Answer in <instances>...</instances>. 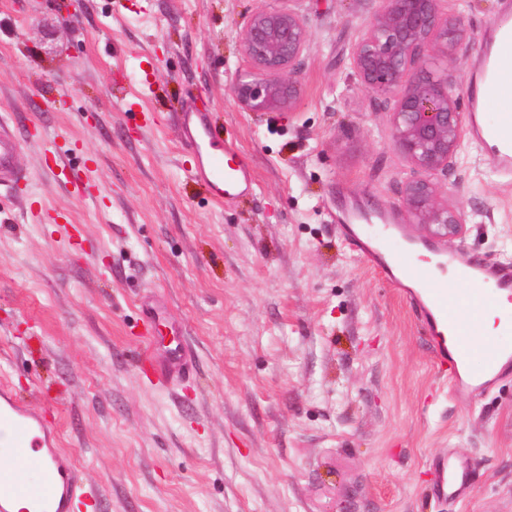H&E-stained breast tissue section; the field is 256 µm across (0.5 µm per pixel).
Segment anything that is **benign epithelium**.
Returning <instances> with one entry per match:
<instances>
[{
    "label": "benign epithelium",
    "mask_w": 512,
    "mask_h": 512,
    "mask_svg": "<svg viewBox=\"0 0 512 512\" xmlns=\"http://www.w3.org/2000/svg\"><path fill=\"white\" fill-rule=\"evenodd\" d=\"M443 0H382V10L351 52L362 87L391 103L393 138L412 166L423 173L448 174L460 147L465 116L448 75L426 67L434 50L463 48L464 29L441 9ZM307 42V26L294 10L256 13L241 34L243 51L256 69L240 77L231 96L251 112L293 109L301 90L296 66ZM404 204L438 236L460 234L463 220L438 203L426 179L406 184Z\"/></svg>",
    "instance_id": "7a95c632"
}]
</instances>
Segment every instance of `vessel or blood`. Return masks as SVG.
Listing matches in <instances>:
<instances>
[{
    "mask_svg": "<svg viewBox=\"0 0 512 512\" xmlns=\"http://www.w3.org/2000/svg\"><path fill=\"white\" fill-rule=\"evenodd\" d=\"M509 43L512 11L505 9L488 25L479 49L480 74L467 86L469 131L506 173L512 172V57L502 56L500 48ZM178 133L193 159L194 181L212 200L252 191L247 158L212 137L209 108L194 100L187 103L178 114ZM26 139L34 143L38 136H23L0 117V188L13 190L22 181L17 158ZM67 142L62 134L42 150L44 167L69 172L73 189L90 191L96 186L93 175L70 167ZM340 230L352 251L401 290L435 351L450 395L481 398L512 372L511 260L490 265L435 241L414 239L388 215L375 224H344ZM486 310L497 311L498 330L482 339L477 319ZM139 325L142 374L162 385L189 378L193 356L183 340L182 321L168 316L163 302L145 301ZM0 458L13 462L0 470V512H100L104 494L80 481L71 454L58 445L51 409L21 401L6 380L0 382ZM429 467L433 498L455 504L473 494L472 458L451 450L433 457Z\"/></svg>",
    "mask_w": 512,
    "mask_h": 512,
    "instance_id": "1",
    "label": "vessel or blood"
}]
</instances>
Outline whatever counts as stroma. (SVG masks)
<instances>
[{"instance_id":"obj_1","label":"stroma","mask_w":512,"mask_h":512,"mask_svg":"<svg viewBox=\"0 0 512 512\" xmlns=\"http://www.w3.org/2000/svg\"><path fill=\"white\" fill-rule=\"evenodd\" d=\"M505 0H444L467 46L438 55L463 91ZM379 0H0V117L73 137L103 196L76 195L24 145L28 180L0 191V370L59 417V445L112 512H512V377L453 398L412 311L348 248L345 213H390L416 177L389 106L353 74ZM290 8L308 40L299 106L247 112L230 90L251 69L240 35ZM213 103L214 130L246 154L252 193L215 204L182 157L175 113ZM158 124L142 131L145 112ZM460 212L466 249L512 259V178L464 137L430 177ZM40 202L35 219L24 200ZM78 224L68 245L58 223ZM161 293L195 353L162 389L136 366L139 301ZM473 457L475 493L431 499V459Z\"/></svg>"}]
</instances>
